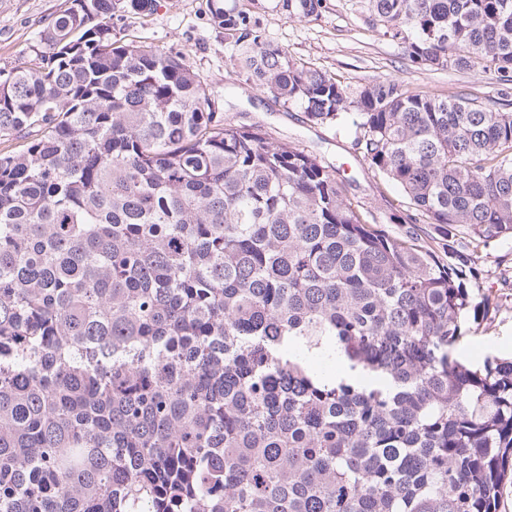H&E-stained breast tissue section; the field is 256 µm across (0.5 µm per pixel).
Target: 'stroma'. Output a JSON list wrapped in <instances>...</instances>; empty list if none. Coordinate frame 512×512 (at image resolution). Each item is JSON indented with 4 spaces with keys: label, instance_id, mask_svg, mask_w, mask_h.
Segmentation results:
<instances>
[{
    "label": "stroma",
    "instance_id": "obj_1",
    "mask_svg": "<svg viewBox=\"0 0 512 512\" xmlns=\"http://www.w3.org/2000/svg\"><path fill=\"white\" fill-rule=\"evenodd\" d=\"M71 0H0V70L23 66L41 48L48 22ZM226 6L257 19L265 41L289 57L326 71L345 85L395 79L411 91L448 96L471 93L484 102H512V84H500L493 72L448 68L433 71L412 63L403 47L384 34L368 0H327L320 15L300 18L283 9L282 0H225ZM112 27L118 39L139 40L158 51L178 53L206 80L217 112L236 125L256 126L276 141L290 142L336 167L349 179L347 197L371 214L375 229L392 235L435 234L431 224H395L391 215L408 200L355 150L351 138L312 124L303 110L259 89L234 61L235 50L215 26L209 0H159L150 16L116 11ZM479 285L501 302L490 323L466 321L455 347L458 358L475 364L486 357L512 359V240H497L473 258Z\"/></svg>",
    "mask_w": 512,
    "mask_h": 512
}]
</instances>
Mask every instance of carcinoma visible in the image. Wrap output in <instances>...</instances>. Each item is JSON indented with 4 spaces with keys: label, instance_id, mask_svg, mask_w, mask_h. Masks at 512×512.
Returning <instances> with one entry per match:
<instances>
[{
    "label": "carcinoma",
    "instance_id": "obj_1",
    "mask_svg": "<svg viewBox=\"0 0 512 512\" xmlns=\"http://www.w3.org/2000/svg\"><path fill=\"white\" fill-rule=\"evenodd\" d=\"M209 2L258 87L402 188L393 223L441 231L376 230L182 55L113 37L158 0H72L0 72V512H498L512 360L454 345L495 309L471 261L512 239V111L350 90ZM368 2L412 62L512 82V0Z\"/></svg>",
    "mask_w": 512,
    "mask_h": 512
}]
</instances>
